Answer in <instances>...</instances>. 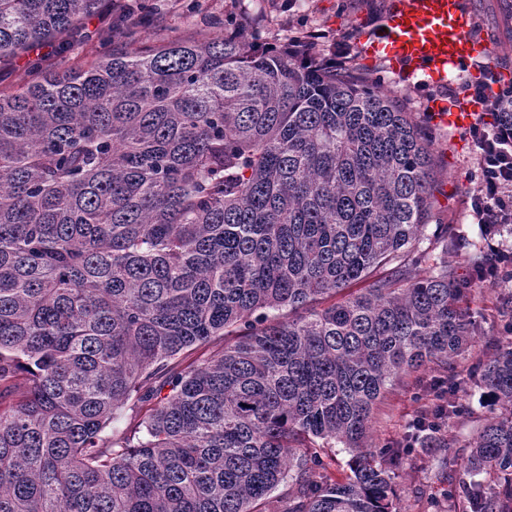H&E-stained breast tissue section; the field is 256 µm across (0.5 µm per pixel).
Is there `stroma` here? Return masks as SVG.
Segmentation results:
<instances>
[{"label":"stroma","mask_w":512,"mask_h":512,"mask_svg":"<svg viewBox=\"0 0 512 512\" xmlns=\"http://www.w3.org/2000/svg\"><path fill=\"white\" fill-rule=\"evenodd\" d=\"M133 7L129 27L141 38L159 42L174 35L194 36L212 32L216 20L232 19L245 40L287 45L308 32L318 37L308 48L328 62L337 73L352 72L371 81L382 79L385 88L398 97L416 120L434 136L432 184L434 220L453 228L466 242L481 244L483 230L476 224L471 200L476 191V153L473 146L459 147L451 129L432 124L426 105L430 88L413 86L399 78L383 62H367L359 55L362 32L375 26L386 0H128ZM476 22L474 32L489 40L495 54V69L512 72V0H471ZM101 54L98 43L81 42L60 51L57 41L37 42L26 51L0 63V89L13 88L24 79L33 63L57 71L87 67ZM512 295V281L477 283L467 294V304L477 331L499 335L504 320L497 302ZM436 379L435 373L416 372L402 377L374 411L372 443L383 447L401 443L407 423L418 416L423 397ZM460 414L446 421L443 434L450 451L467 458L470 445L484 422L496 412L475 382H468L457 395ZM439 457L430 448H414L396 468L394 484L400 512H469L459 481L462 471L439 480Z\"/></svg>","instance_id":"obj_1"}]
</instances>
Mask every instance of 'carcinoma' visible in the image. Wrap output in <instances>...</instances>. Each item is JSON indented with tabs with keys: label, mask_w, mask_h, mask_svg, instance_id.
Segmentation results:
<instances>
[{
	"label": "carcinoma",
	"mask_w": 512,
	"mask_h": 512,
	"mask_svg": "<svg viewBox=\"0 0 512 512\" xmlns=\"http://www.w3.org/2000/svg\"><path fill=\"white\" fill-rule=\"evenodd\" d=\"M102 2L0 0V59L90 39ZM432 144L381 83L223 33L0 90V512H398L406 448L377 459L374 409L438 373L411 440L446 450L430 421L456 414L477 343L461 303L495 265L478 249L458 277L443 224L445 257L412 275ZM213 336L222 351L184 364ZM483 347L504 411L463 465L468 504L512 512V337ZM327 457L326 462H330V471L337 478H343L349 473V460L351 453L341 443H336L335 448H325Z\"/></svg>",
	"instance_id": "carcinoma-1"
}]
</instances>
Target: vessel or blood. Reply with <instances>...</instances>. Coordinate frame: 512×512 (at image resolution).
<instances>
[{"instance_id": "vessel-or-blood-1", "label": "vessel or blood", "mask_w": 512, "mask_h": 512, "mask_svg": "<svg viewBox=\"0 0 512 512\" xmlns=\"http://www.w3.org/2000/svg\"><path fill=\"white\" fill-rule=\"evenodd\" d=\"M359 51L389 63L409 81L437 89L429 110L442 125L468 131L486 110L484 102L453 105L445 96L451 75L494 52L474 33L468 0H388L379 26L361 36Z\"/></svg>"}]
</instances>
